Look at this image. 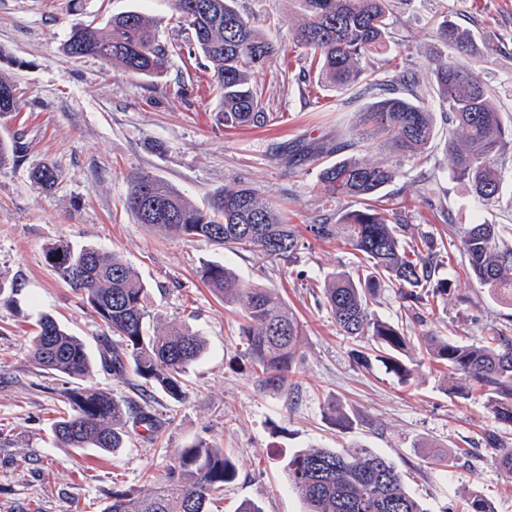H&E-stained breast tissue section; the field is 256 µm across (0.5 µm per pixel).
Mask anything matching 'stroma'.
<instances>
[{
    "instance_id": "35a3bbf8",
    "label": "stroma",
    "mask_w": 512,
    "mask_h": 512,
    "mask_svg": "<svg viewBox=\"0 0 512 512\" xmlns=\"http://www.w3.org/2000/svg\"><path fill=\"white\" fill-rule=\"evenodd\" d=\"M238 9L283 50L258 80L272 120L264 127H224L214 112L212 76L189 56L190 40L175 19L172 0H0V78L14 84L20 110L0 119V140L22 138L25 158L0 171V512H101L113 489L149 491L173 463L174 449L197 438L215 442L238 460L236 480L224 487L211 512H237L242 502L262 512H305L289 488V454L320 448L372 449L403 473L409 493L427 512H456L479 494L495 512H512V477L494 462L484 440L495 434L512 448V425L494 421L490 395L464 391L457 375L422 359L431 334L471 345L491 336L512 337V305L497 301L466 272L456 247L437 272L448 279L445 301L430 307L384 288L371 309L402 326L411 339L402 382L379 360L370 367L352 356L362 340L339 333L317 288L355 258L342 239H315L308 227L336 221L337 204L317 190L319 168L287 167L276 146L349 141L358 112L371 96L314 87L305 78L304 54L289 33L300 21L296 0H237ZM134 8L155 23L169 52L159 78L134 76L87 56L73 58L64 44L72 24H104ZM475 33L479 46L501 52L476 64L504 118H512V0H411L400 5L395 40L409 44L420 75L417 95L433 112L439 134L428 159L406 162L379 194L397 209L409 238H453L470 224H501L512 241V157L500 164L498 206L478 200L449 170L443 136L447 107L430 86L429 69L447 50L436 36L441 12ZM52 163L58 180L42 191L31 171ZM165 180L203 206L234 177L270 195L301 227L297 253L284 260L231 252L138 223L126 200L133 175ZM445 199L447 215L431 210L424 193ZM64 240L92 246L128 263L146 284L158 326L180 323L206 341L190 368L185 395L154 394L161 423L157 439L127 422L130 441L115 458L59 447L50 423L75 383L41 369L28 342L41 314H52L96 350L107 330L93 310L48 266L46 244ZM231 267L244 284L271 289L300 320L289 394L260 388L240 341V307L224 304L200 278L208 263ZM336 403L340 417L330 416Z\"/></svg>"
}]
</instances>
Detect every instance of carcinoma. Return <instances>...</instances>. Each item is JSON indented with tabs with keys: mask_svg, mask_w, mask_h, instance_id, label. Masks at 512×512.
Instances as JSON below:
<instances>
[{
	"mask_svg": "<svg viewBox=\"0 0 512 512\" xmlns=\"http://www.w3.org/2000/svg\"><path fill=\"white\" fill-rule=\"evenodd\" d=\"M302 18L292 34L304 50L309 68L320 85L355 90L369 80L368 66L388 50L393 0H298ZM178 23L187 26L192 48L213 71L217 116L227 128L263 127L269 114L261 107L262 91L253 81L266 60L280 52L235 6V0H173ZM436 34L451 49L431 68V87L448 106L445 150L456 179L466 183L488 204L499 202L502 191L499 160L512 150V119L499 112L475 72V35L443 16ZM64 49L74 58L96 56L131 74L158 77L168 65V51L156 39L154 23L137 10L112 16L103 27L76 24ZM0 118L19 109L15 87L0 79ZM360 135L375 141L389 159L369 162L356 154L320 168L317 185L338 200L359 199L362 207L337 211L334 224H308L321 240L344 234L358 264L321 287L324 304L345 336L377 345L379 358L401 378L412 369L404 362L406 336L396 325L370 312L382 287L397 288L412 303L445 298L448 282L435 279L439 252L423 238L410 245L407 225L397 222L392 208L373 204L380 190L402 175V162L421 160L436 139L434 113L420 102L390 96L359 113ZM345 148L306 146L303 159L319 161ZM25 146L0 142V170L19 165ZM58 175L44 163L32 172L43 190ZM128 206L141 224L159 227L192 241L220 244L226 249L287 257L300 246L296 227L267 196L239 178L215 193L207 209L190 204L167 182L148 174L131 178ZM466 266L498 299L512 303V245L500 225L471 224L460 237ZM46 263L92 308L118 340L102 337L99 359L89 354L84 340L50 314H43L31 336V357L41 367L84 381L97 367L115 375L133 373L141 386L175 401L184 396L183 377L205 352L199 333L185 326L150 328L148 289L134 271L115 256L94 247L74 248L64 240L49 243ZM202 280L226 303L242 307L241 341L262 387L288 393L294 373L300 324L284 302L266 288H246L234 271L221 263L202 269ZM428 359L443 364L465 387L488 389L498 399L491 406L494 420L512 423V340L481 346H462L428 336ZM67 409L54 422L53 435L63 448L91 449L118 456L127 445V418L146 431H159L146 406L133 405L110 393L77 386L66 395ZM493 459L512 475V448L488 437ZM288 483L306 505V512H426L412 497L402 473L385 456L369 448L336 451L311 448L288 458ZM239 464L224 449L197 438L177 449L174 464L157 479L151 492L128 488L112 491L102 512H210L208 506L224 494Z\"/></svg>",
	"mask_w": 512,
	"mask_h": 512,
	"instance_id": "1",
	"label": "carcinoma"
}]
</instances>
